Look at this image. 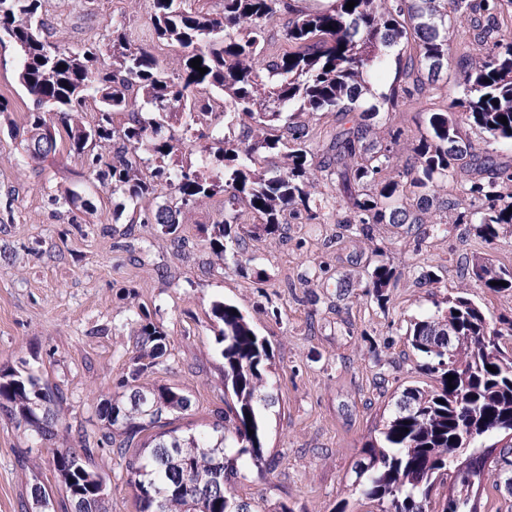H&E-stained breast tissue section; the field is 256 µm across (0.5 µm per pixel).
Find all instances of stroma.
<instances>
[{"mask_svg": "<svg viewBox=\"0 0 512 512\" xmlns=\"http://www.w3.org/2000/svg\"><path fill=\"white\" fill-rule=\"evenodd\" d=\"M153 0H43L50 41L77 50L107 49L113 26L129 43L176 61L182 51L159 43L150 16ZM20 54L0 44V368H26L63 394L60 416L68 431L56 444L24 437L0 412V512H26L30 488L52 493L50 512H71L50 464L53 447L96 440L103 427L100 400L118 396L119 382L137 354L140 314L170 340L166 360L146 372V384L179 388L191 400L185 431L211 430L224 408L221 324L215 302L240 308L272 349L276 404L265 416L267 454L276 467L265 476L245 470L238 495L256 512L288 502L294 512H350L372 506L353 491L361 444L381 428L404 388L425 385L419 360L404 334L437 302L467 289L489 315L512 313V292L492 293L466 274L475 258L512 267V226L485 244L470 224L339 223L346 204L317 194L329 218L288 224L267 236L262 219L241 208L239 261L219 262L210 234L224 209V166L211 161L199 173L217 184L214 195L184 209L176 236L118 214V200L99 185L82 158L58 148L28 159L11 127H24L33 102L19 85ZM424 117L417 110H380L371 121L385 136L401 128L406 156ZM73 190L90 203L72 211L57 202ZM395 270L388 310L367 293L377 260ZM90 468L106 483L109 512H135L125 461L96 450Z\"/></svg>", "mask_w": 512, "mask_h": 512, "instance_id": "1", "label": "stroma"}]
</instances>
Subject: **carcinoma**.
Instances as JSON below:
<instances>
[{"label": "carcinoma", "mask_w": 512, "mask_h": 512, "mask_svg": "<svg viewBox=\"0 0 512 512\" xmlns=\"http://www.w3.org/2000/svg\"><path fill=\"white\" fill-rule=\"evenodd\" d=\"M153 2L159 42L187 50L172 71L152 51L132 46L120 26L112 28V63L105 66L92 45L72 51L49 41L42 0H0V43L8 40L21 52L18 80L33 101L29 159L56 154L57 136L65 135L68 152L86 159L100 184L121 199V209L173 235L182 210L216 191L192 165L165 162L182 140L169 121L185 114L187 128L211 140L213 157L224 163V215L210 241L221 261L239 256L241 202L262 217L268 235L282 224L321 223L311 200L316 171L336 196L350 201V215L338 224H425L431 195L440 192L456 223L475 225L487 244L512 224V195L500 191L512 182V166L474 153L464 131L475 126L494 141L512 143V0H355L351 10L348 0H296L281 31L288 50L278 54L269 52V32L284 0H220L218 13L208 0ZM458 20L468 22L467 29L459 30ZM195 58L206 73L191 67ZM455 62L463 68L461 94H441L411 153L389 175L401 131L386 141L370 138L365 120L379 107L362 98L371 79L390 76L382 104L409 108ZM89 100L95 116L85 125L78 115ZM313 112H358L360 121L350 120L317 152L302 120ZM280 122L288 131V167L269 176L259 165L282 142L275 134ZM164 188L174 198L141 208L144 198ZM467 274L490 292L512 291L511 268L477 260ZM394 276L384 261L370 274L369 294L382 309ZM235 309L225 301L212 307L223 324L218 343L224 359V417L212 432H178L172 416L189 410L188 396L140 383L169 345L163 328L146 318L138 355L119 382L121 398L97 405L104 422L97 446L129 455L126 483L136 512H254L232 483L243 469L262 475L274 466L264 420L276 402L272 352ZM450 335L458 337L451 351ZM506 336L512 337V317L489 320L463 292L407 329L406 344L422 357L420 369L435 385L405 389L360 450L354 491L377 512H448L450 498L461 512H481L480 486L490 467L498 471L496 487L512 495V447H493L500 430H512ZM62 402L58 388L32 373L0 370V410L28 436L55 439ZM92 454L85 444L79 451L55 448L53 468L68 501L86 512H108L103 477L88 467ZM31 499L33 512H45L44 487L32 485Z\"/></svg>", "instance_id": "carcinoma-1"}]
</instances>
